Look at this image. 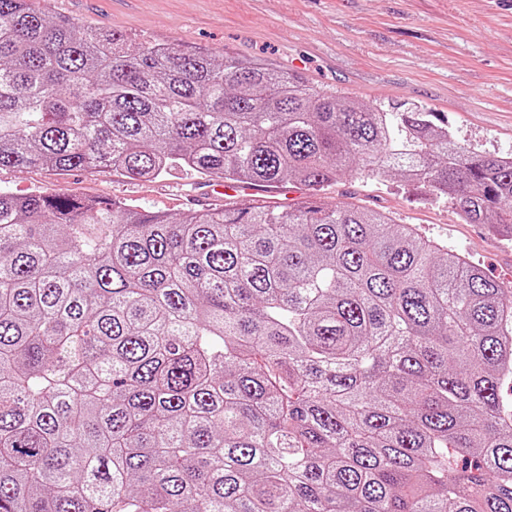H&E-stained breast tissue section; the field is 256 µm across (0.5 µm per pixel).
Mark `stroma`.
<instances>
[{"label":"stroma","mask_w":512,"mask_h":512,"mask_svg":"<svg viewBox=\"0 0 512 512\" xmlns=\"http://www.w3.org/2000/svg\"><path fill=\"white\" fill-rule=\"evenodd\" d=\"M50 15L122 32L128 47L168 42L267 60L359 105L442 113L454 138L489 153L512 152V0H38ZM207 177L175 168L130 180L108 168L0 170V189L120 199L176 218L221 207ZM326 203L364 207L417 225L512 288V246L453 205L405 190L398 180L346 174Z\"/></svg>","instance_id":"obj_1"}]
</instances>
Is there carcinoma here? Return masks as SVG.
Here are the masks:
<instances>
[{"mask_svg": "<svg viewBox=\"0 0 512 512\" xmlns=\"http://www.w3.org/2000/svg\"><path fill=\"white\" fill-rule=\"evenodd\" d=\"M39 167L305 197L169 218L0 191V512H512V295L321 200L397 170L512 241V160L427 108L0 0V169Z\"/></svg>", "mask_w": 512, "mask_h": 512, "instance_id": "obj_1", "label": "carcinoma"}]
</instances>
